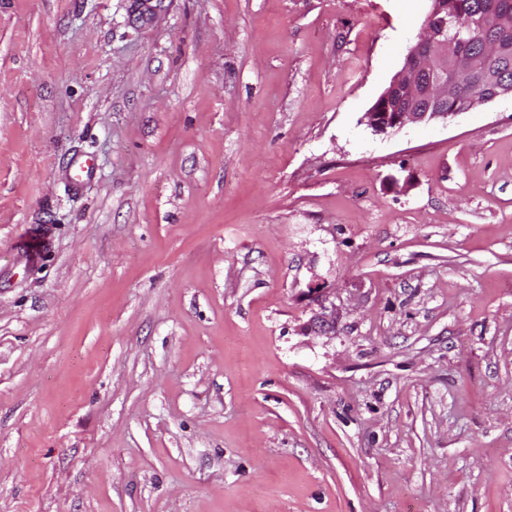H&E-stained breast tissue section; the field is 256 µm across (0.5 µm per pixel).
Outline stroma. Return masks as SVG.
Here are the masks:
<instances>
[{
  "mask_svg": "<svg viewBox=\"0 0 512 512\" xmlns=\"http://www.w3.org/2000/svg\"><path fill=\"white\" fill-rule=\"evenodd\" d=\"M151 2L0 0V512H512V99L361 124L430 0Z\"/></svg>",
  "mask_w": 512,
  "mask_h": 512,
  "instance_id": "35a3bbf8",
  "label": "stroma"
}]
</instances>
